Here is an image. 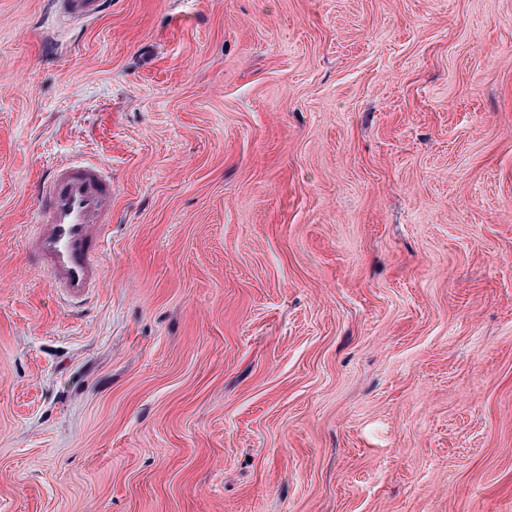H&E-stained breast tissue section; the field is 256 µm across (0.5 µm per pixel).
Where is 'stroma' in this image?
<instances>
[{
    "label": "stroma",
    "instance_id": "1",
    "mask_svg": "<svg viewBox=\"0 0 512 512\" xmlns=\"http://www.w3.org/2000/svg\"><path fill=\"white\" fill-rule=\"evenodd\" d=\"M0 512H512V0H0ZM112 0H51L56 17L64 22H89L101 17L111 7ZM39 194L42 205L27 250L65 301L82 302L103 280L112 179L101 163L68 160L51 167Z\"/></svg>",
    "mask_w": 512,
    "mask_h": 512
}]
</instances>
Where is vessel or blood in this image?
I'll use <instances>...</instances> for the list:
<instances>
[{
	"label": "vessel or blood",
	"mask_w": 512,
	"mask_h": 512,
	"mask_svg": "<svg viewBox=\"0 0 512 512\" xmlns=\"http://www.w3.org/2000/svg\"><path fill=\"white\" fill-rule=\"evenodd\" d=\"M50 5L59 20L80 23L101 17L111 0H51ZM39 194L42 204L27 250L65 301L82 302L103 280L112 179L101 163L68 160L51 167Z\"/></svg>",
	"instance_id": "vessel-or-blood-1"
}]
</instances>
